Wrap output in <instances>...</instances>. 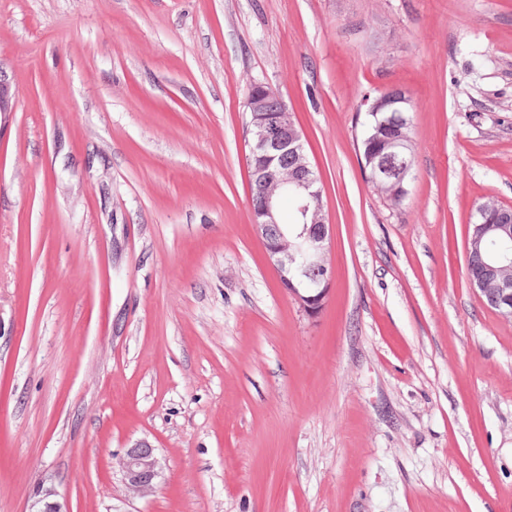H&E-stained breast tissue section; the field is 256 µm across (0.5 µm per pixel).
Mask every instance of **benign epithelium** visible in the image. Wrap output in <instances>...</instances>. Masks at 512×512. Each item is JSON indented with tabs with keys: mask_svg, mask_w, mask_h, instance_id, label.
Wrapping results in <instances>:
<instances>
[{
	"mask_svg": "<svg viewBox=\"0 0 512 512\" xmlns=\"http://www.w3.org/2000/svg\"><path fill=\"white\" fill-rule=\"evenodd\" d=\"M14 93L8 73L0 62V114L13 109ZM409 96L402 88L380 92V99L371 103L370 112L385 105L403 111ZM248 128L253 144L248 158L251 179V224L260 237L266 255L279 273L283 290L309 314L317 313L324 302L332 277L327 259V243L331 224L316 203L318 190L313 167L305 153L300 132L290 118L288 106L281 96L266 84H251L245 102ZM406 138L393 137L387 151L365 156L362 167L374 181L390 182L400 188L407 186L412 171ZM292 193L299 201L304 217V230L299 239L284 230L280 199ZM487 230L502 239L512 240V207H499ZM509 260L505 253H495L482 262L479 276L469 275L470 284L483 303L504 317H512V280H500L492 288L488 273L497 263ZM124 483L134 495L146 497L154 492L160 475L156 449L147 441H139L127 449L121 461ZM28 512H71L66 499L55 485H38Z\"/></svg>",
	"mask_w": 512,
	"mask_h": 512,
	"instance_id": "7a95c632",
	"label": "benign epithelium"
}]
</instances>
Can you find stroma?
<instances>
[{"label": "stroma", "mask_w": 512, "mask_h": 512, "mask_svg": "<svg viewBox=\"0 0 512 512\" xmlns=\"http://www.w3.org/2000/svg\"><path fill=\"white\" fill-rule=\"evenodd\" d=\"M0 62V512L47 479L72 512H512V319L466 275L512 206V0H0ZM254 81L321 177L314 315L250 224ZM393 86L398 204L358 151ZM375 96L370 101L365 100V104L373 102L377 97ZM409 96L402 88H391L380 92V99L371 103L366 113V123L358 144L359 154L366 155L372 148L371 138L375 135L385 136L386 134H393L400 126L402 131L411 140V119L410 112H412L411 104L407 105L406 112L403 110V105L408 102ZM385 105L393 107V112H387V108H381ZM381 110V111H380ZM380 111V112H379ZM399 113L401 121L395 119V115ZM402 122V124H400ZM399 125L397 128L383 127V125ZM405 137H393L387 142L386 152H379L377 154H368L365 156L366 162L362 161L361 165L370 179H367L373 188L385 197L387 200L394 204L400 203L406 196L404 192L407 186L408 178L412 171L411 161L409 159V143ZM383 181L382 183H374ZM397 185L401 189L391 185ZM487 230L496 234L499 238L512 241V207H499L494 211L491 223L484 224ZM481 215L480 212L476 210L475 220L473 222V225L470 228L469 232V250H470V257L468 261V265L471 269L477 264L479 260V256H483L486 254L491 248L494 247V244L492 241L494 240V237L491 233H488L484 236H473L474 234V228L477 224L481 223ZM124 483L127 489L140 497L154 492L160 475V463L156 449L148 441H139L127 449L121 461Z\"/></svg>", "instance_id": "1"}]
</instances>
